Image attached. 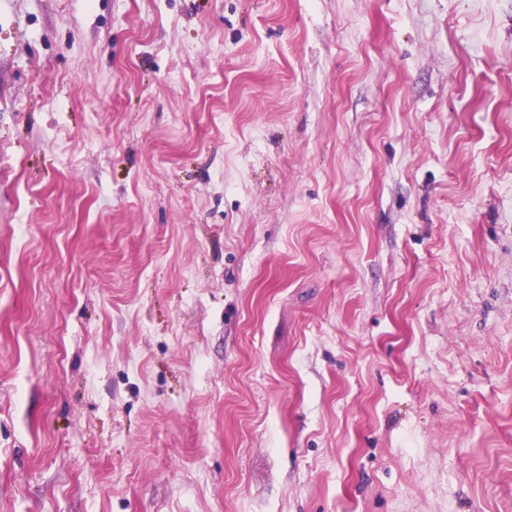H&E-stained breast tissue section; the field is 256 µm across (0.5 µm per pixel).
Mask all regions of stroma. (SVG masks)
<instances>
[{
	"instance_id": "stroma-1",
	"label": "stroma",
	"mask_w": 512,
	"mask_h": 512,
	"mask_svg": "<svg viewBox=\"0 0 512 512\" xmlns=\"http://www.w3.org/2000/svg\"><path fill=\"white\" fill-rule=\"evenodd\" d=\"M0 512H512V0H0Z\"/></svg>"
}]
</instances>
